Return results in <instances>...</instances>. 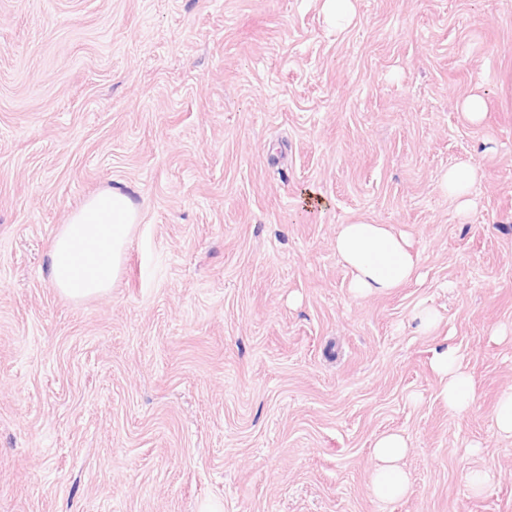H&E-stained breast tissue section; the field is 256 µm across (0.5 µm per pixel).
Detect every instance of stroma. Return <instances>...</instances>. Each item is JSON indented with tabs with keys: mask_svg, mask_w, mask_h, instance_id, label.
<instances>
[{
	"mask_svg": "<svg viewBox=\"0 0 512 512\" xmlns=\"http://www.w3.org/2000/svg\"><path fill=\"white\" fill-rule=\"evenodd\" d=\"M354 3L339 31L321 0H0V512H512V0ZM462 161L465 216L440 189ZM108 188L139 221L74 302L47 254ZM359 216L409 235L420 281L351 295L333 240ZM389 431L411 488L384 503ZM432 366L439 376V396L448 409L457 414L467 412L474 400L475 388L471 376L464 370L461 358L453 347L437 351ZM492 420L499 434L512 437V389L501 395ZM408 451L407 441L397 433L383 434L376 440L374 492L380 500L394 501L409 491L408 477L399 464Z\"/></svg>",
	"mask_w": 512,
	"mask_h": 512,
	"instance_id": "1",
	"label": "stroma"
}]
</instances>
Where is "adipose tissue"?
I'll return each mask as SVG.
<instances>
[{
	"instance_id": "obj_1",
	"label": "adipose tissue",
	"mask_w": 512,
	"mask_h": 512,
	"mask_svg": "<svg viewBox=\"0 0 512 512\" xmlns=\"http://www.w3.org/2000/svg\"><path fill=\"white\" fill-rule=\"evenodd\" d=\"M138 218L132 200L120 190L109 188L89 198L53 239L47 262L51 286L76 301L109 292ZM334 248L351 273V290L357 296L391 292L416 274V258L407 236L365 217L341 225ZM432 366L440 380L439 395L449 410L467 412L475 388L457 350L437 351ZM408 451L399 434L388 433L376 440L374 492L380 500L393 501L407 494L409 481L400 462Z\"/></svg>"
}]
</instances>
